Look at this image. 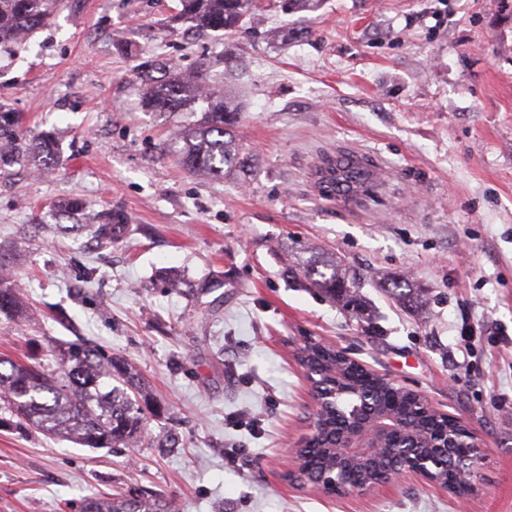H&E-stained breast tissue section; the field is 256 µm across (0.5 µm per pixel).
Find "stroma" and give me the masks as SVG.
Returning <instances> with one entry per match:
<instances>
[{"label": "stroma", "instance_id": "stroma-1", "mask_svg": "<svg viewBox=\"0 0 512 512\" xmlns=\"http://www.w3.org/2000/svg\"><path fill=\"white\" fill-rule=\"evenodd\" d=\"M180 10L64 0L50 27L0 45L19 144L55 149L47 167H0V248L30 304L23 323L0 315V356L103 345L162 410L133 452L0 427V512H78L134 489L181 512H512V2L322 0L230 37ZM158 60L232 94L249 176L176 164V131L203 114L145 106L139 74ZM328 155L387 173L332 206L310 180ZM106 213L128 226L119 242L82 230ZM315 251L343 261L362 317L306 285ZM403 279L422 307L391 294ZM306 336L475 432L480 495L412 477L350 495L290 483L313 417L293 357Z\"/></svg>", "mask_w": 512, "mask_h": 512}]
</instances>
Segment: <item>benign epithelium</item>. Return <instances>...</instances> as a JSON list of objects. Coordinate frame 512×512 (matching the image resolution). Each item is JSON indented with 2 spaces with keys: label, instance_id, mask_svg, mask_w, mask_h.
<instances>
[{
  "label": "benign epithelium",
  "instance_id": "7a95c632",
  "mask_svg": "<svg viewBox=\"0 0 512 512\" xmlns=\"http://www.w3.org/2000/svg\"><path fill=\"white\" fill-rule=\"evenodd\" d=\"M399 431L398 421L385 412L369 413L359 409L354 411L343 427L336 447L332 448L335 462L333 471L340 476L360 462L372 463L386 454L397 457L399 464L395 470L379 474V477L369 485H353L334 478L322 484L310 483L305 478L307 468L302 449L317 439V427L314 426L311 435L294 449L297 466L288 471V480L302 488L310 486L325 493L341 495L393 484L404 477H414L433 486L438 485L436 474L433 472V459L436 455L448 456V435L427 438L429 448H435L437 452L422 453L412 448L393 446ZM458 470L457 481L449 485L453 495L464 501L478 496L480 489L467 471V466H460Z\"/></svg>",
  "mask_w": 512,
  "mask_h": 512
}]
</instances>
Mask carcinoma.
<instances>
[{
	"mask_svg": "<svg viewBox=\"0 0 512 512\" xmlns=\"http://www.w3.org/2000/svg\"><path fill=\"white\" fill-rule=\"evenodd\" d=\"M181 16L199 27L232 35L258 23L260 0H180ZM62 0H0V44L28 40L48 27ZM205 74L190 80L167 77L147 87V104L157 112H185L197 102L207 116L204 125L181 131L175 137L176 161L191 172L210 176L247 170L253 155L236 142L232 128L238 112L223 94H201ZM96 238L116 240L118 224H87ZM309 284L330 294L352 313L362 312L352 295L346 273L336 258L302 265ZM0 314L19 320L26 304L19 289L8 281L7 263L0 254ZM309 368L322 380L348 388V396L366 408L390 409L400 422L423 434H437L445 423L422 411L407 390L380 375L368 374L360 365L337 357L327 345L308 349ZM0 411L17 423L47 437L62 438L87 448H138L148 433L149 415L155 412L146 384L125 360L83 342L48 345L47 362L30 364L0 357ZM322 432L314 447L330 441L338 430L336 406L324 410ZM81 512H176L172 501L145 491L124 496L94 493L83 498Z\"/></svg>",
	"mask_w": 512,
	"mask_h": 512,
	"instance_id": "1",
	"label": "carcinoma"
}]
</instances>
